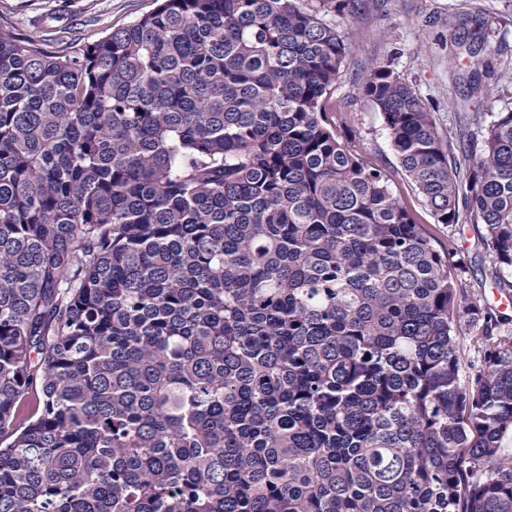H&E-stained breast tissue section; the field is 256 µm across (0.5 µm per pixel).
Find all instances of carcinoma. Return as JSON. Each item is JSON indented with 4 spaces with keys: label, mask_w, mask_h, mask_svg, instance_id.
Segmentation results:
<instances>
[{
    "label": "carcinoma",
    "mask_w": 512,
    "mask_h": 512,
    "mask_svg": "<svg viewBox=\"0 0 512 512\" xmlns=\"http://www.w3.org/2000/svg\"><path fill=\"white\" fill-rule=\"evenodd\" d=\"M330 12L356 0H162L56 52L0 28V512H512L509 318L439 238L485 225L512 287V111L461 182L369 67L417 223L336 130ZM459 336H461V345L466 354V362L464 366V376L468 377L473 372L474 368L480 364V354L477 348L473 347L471 336H474V330L468 325L466 319H461L457 325Z\"/></svg>",
    "instance_id": "obj_1"
}]
</instances>
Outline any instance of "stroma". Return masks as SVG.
Here are the masks:
<instances>
[{"label":"stroma","mask_w":512,"mask_h":512,"mask_svg":"<svg viewBox=\"0 0 512 512\" xmlns=\"http://www.w3.org/2000/svg\"><path fill=\"white\" fill-rule=\"evenodd\" d=\"M155 0H0V26L20 34L42 32L47 50L70 42L90 44L112 29L151 11ZM350 48L334 98L344 122L337 132L351 150L383 167L391 189L418 223L434 218L416 194L392 149L382 118L360 97L357 86L373 61L390 60L393 68L434 112L452 152L459 177H466L462 156L481 148L480 130L491 113L512 109V0H360L349 20L329 15ZM487 35L490 48L476 56L456 54L453 33ZM465 264L466 293L499 309L501 288L489 276L480 224L448 229Z\"/></svg>","instance_id":"1"}]
</instances>
